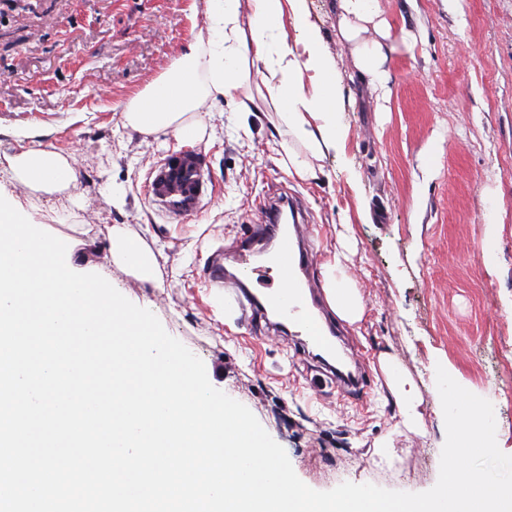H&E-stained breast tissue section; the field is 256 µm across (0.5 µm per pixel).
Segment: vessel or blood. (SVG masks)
<instances>
[{
    "mask_svg": "<svg viewBox=\"0 0 512 512\" xmlns=\"http://www.w3.org/2000/svg\"><path fill=\"white\" fill-rule=\"evenodd\" d=\"M207 191L203 160L195 152L167 158L150 176L152 204L181 222L199 212ZM280 214V202L264 201L249 239L234 257V269L214 257L207 267L208 278L230 302L240 305L248 321L279 316L298 327L303 348L336 356V338L325 327L309 280L317 264L312 226L303 219L282 223Z\"/></svg>",
    "mask_w": 512,
    "mask_h": 512,
    "instance_id": "b4317fda",
    "label": "vessel or blood"
}]
</instances>
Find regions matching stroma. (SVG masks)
Segmentation results:
<instances>
[{
  "mask_svg": "<svg viewBox=\"0 0 512 512\" xmlns=\"http://www.w3.org/2000/svg\"><path fill=\"white\" fill-rule=\"evenodd\" d=\"M192 0H0V169L24 134L77 160L66 195L0 181L76 272L96 273L205 364L211 384L247 406L310 488L371 483L410 493L437 482L446 431L436 370L494 406L512 455V0H378L394 46L388 97L352 82L356 57L337 35V0H302L307 33L339 86L342 140L326 178L289 176L278 107L243 113L206 98L187 120L194 139L126 127L122 106L172 68L203 27ZM194 150L216 191L179 224L154 206L149 173ZM304 198L320 260L343 217L356 248L344 268L365 304L336 321L365 370L363 395L324 381L288 332L260 335L210 286L209 258L234 252L264 199ZM150 247L156 279L113 263V226ZM391 358L423 397L424 430H398L400 405L379 368Z\"/></svg>",
  "mask_w": 512,
  "mask_h": 512,
  "instance_id": "stroma-1",
  "label": "stroma"
}]
</instances>
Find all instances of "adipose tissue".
<instances>
[{"instance_id":"adipose-tissue-1","label":"adipose tissue","mask_w":512,"mask_h":512,"mask_svg":"<svg viewBox=\"0 0 512 512\" xmlns=\"http://www.w3.org/2000/svg\"><path fill=\"white\" fill-rule=\"evenodd\" d=\"M249 23H241L239 0H194V13L207 20L197 31L187 54L147 90L127 101L123 116L127 126L144 134L187 129L186 116L196 111L200 96L221 95L237 100V109L250 112L254 98L238 92L250 76L251 63L263 64V85L273 103L280 105L279 121L288 133L282 148L288 158V173L310 182L323 177L318 162L338 144L336 78L315 40L293 47L281 30L284 15L303 27L301 0H250ZM337 31L351 44L356 68L371 86L384 89L381 66L386 58L380 41L362 42L361 36L377 15L375 0H338ZM8 166L16 181L46 194L64 190L76 178L73 157L41 146L24 149L9 157ZM110 255L130 261L132 274L152 280L156 271L154 254L131 239L120 227L112 230ZM327 301L341 318L354 323L364 314L363 299L355 283L342 275L340 254L323 266ZM388 375L391 392L402 403V423L410 430L423 425L422 398L407 377L392 373L390 359L380 361Z\"/></svg>"}]
</instances>
